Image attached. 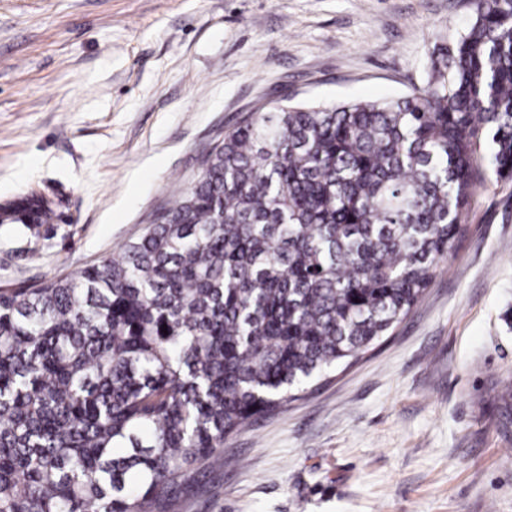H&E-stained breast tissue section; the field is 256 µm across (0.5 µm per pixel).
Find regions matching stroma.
<instances>
[{
  "instance_id": "obj_1",
  "label": "stroma",
  "mask_w": 512,
  "mask_h": 512,
  "mask_svg": "<svg viewBox=\"0 0 512 512\" xmlns=\"http://www.w3.org/2000/svg\"><path fill=\"white\" fill-rule=\"evenodd\" d=\"M472 0H0V288L119 256L197 179L200 152L277 102L398 97ZM463 233L395 330L256 418L173 512H512V179L485 143ZM31 217V223L27 224L24 216ZM54 215V203L51 202L48 206L38 207L35 211L32 210H19L14 212L8 219L7 223L3 222L0 214V224H23L27 229L34 231L42 224H48Z\"/></svg>"
}]
</instances>
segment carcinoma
I'll use <instances>...</instances> for the list:
<instances>
[{
	"instance_id": "cac0c4a2",
	"label": "carcinoma",
	"mask_w": 512,
	"mask_h": 512,
	"mask_svg": "<svg viewBox=\"0 0 512 512\" xmlns=\"http://www.w3.org/2000/svg\"><path fill=\"white\" fill-rule=\"evenodd\" d=\"M481 131L508 178L512 0H473L405 95L251 113L119 257L1 288L0 512H169L226 438L408 316L462 233ZM26 215L54 204L7 223Z\"/></svg>"
}]
</instances>
